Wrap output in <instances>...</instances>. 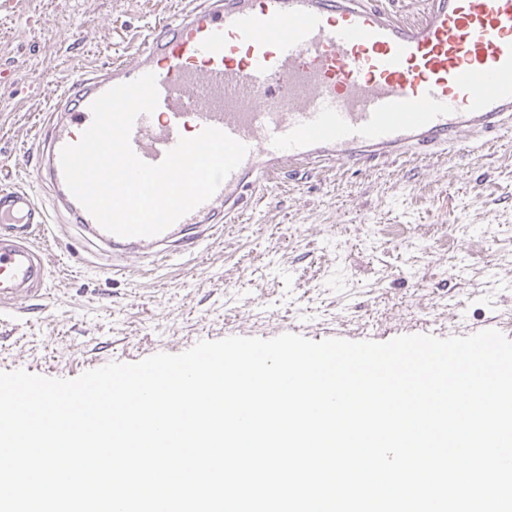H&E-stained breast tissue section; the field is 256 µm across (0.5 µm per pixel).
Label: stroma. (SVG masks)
Wrapping results in <instances>:
<instances>
[{"mask_svg":"<svg viewBox=\"0 0 512 512\" xmlns=\"http://www.w3.org/2000/svg\"><path fill=\"white\" fill-rule=\"evenodd\" d=\"M188 0H0V172L27 159L63 85L129 57ZM45 298L0 303V371L72 379L231 336L387 342L454 329L512 339V145L282 173L195 259L93 254L68 214L40 242Z\"/></svg>","mask_w":512,"mask_h":512,"instance_id":"obj_1","label":"stroma"}]
</instances>
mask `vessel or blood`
<instances>
[{
  "mask_svg": "<svg viewBox=\"0 0 512 512\" xmlns=\"http://www.w3.org/2000/svg\"><path fill=\"white\" fill-rule=\"evenodd\" d=\"M149 72L159 105L134 123L140 159L160 163L208 126L248 152L163 233L120 237L70 193L60 151L79 141L98 96ZM60 99L31 154L36 179L113 260L154 265L195 254L237 223L249 192L285 168L463 153L511 132L512 0H424L413 20L383 0H195L130 59L80 74ZM49 211L31 188H0V300L41 296L46 264L33 242L48 232Z\"/></svg>",
  "mask_w": 512,
  "mask_h": 512,
  "instance_id": "obj_1",
  "label": "vessel or blood"
}]
</instances>
